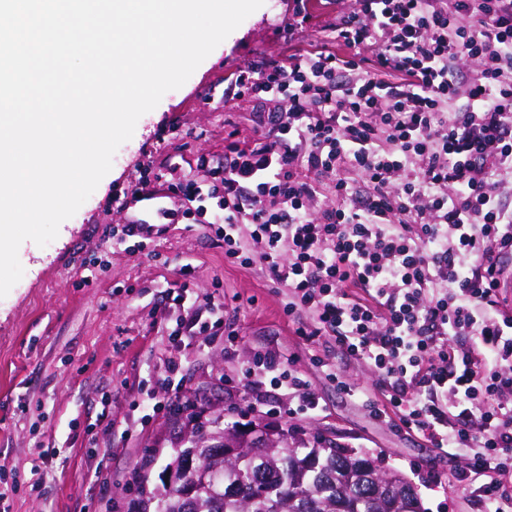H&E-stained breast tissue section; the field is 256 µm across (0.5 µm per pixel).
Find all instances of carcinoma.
Segmentation results:
<instances>
[{"label": "carcinoma", "instance_id": "obj_1", "mask_svg": "<svg viewBox=\"0 0 512 512\" xmlns=\"http://www.w3.org/2000/svg\"><path fill=\"white\" fill-rule=\"evenodd\" d=\"M273 433L277 447L224 460L216 483L198 488L191 501L164 497L161 512H423L412 483L383 460L331 440L309 449ZM215 452L203 441L179 453L181 481H194L189 456L201 462Z\"/></svg>", "mask_w": 512, "mask_h": 512}]
</instances>
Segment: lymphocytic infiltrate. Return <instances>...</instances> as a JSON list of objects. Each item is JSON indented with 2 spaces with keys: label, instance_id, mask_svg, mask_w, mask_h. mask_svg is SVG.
I'll use <instances>...</instances> for the list:
<instances>
[{
  "label": "lymphocytic infiltrate",
  "instance_id": "obj_1",
  "mask_svg": "<svg viewBox=\"0 0 512 512\" xmlns=\"http://www.w3.org/2000/svg\"><path fill=\"white\" fill-rule=\"evenodd\" d=\"M332 30L336 48L239 71L224 96L265 109V130L229 132L197 159L212 181L168 192L216 224L225 258L287 288L289 313L310 317L298 335L334 338L388 385L353 397L493 476L512 468V0H354ZM245 378L321 409L292 358Z\"/></svg>",
  "mask_w": 512,
  "mask_h": 512
}]
</instances>
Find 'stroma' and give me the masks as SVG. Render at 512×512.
<instances>
[{
	"label": "stroma",
	"instance_id": "1",
	"mask_svg": "<svg viewBox=\"0 0 512 512\" xmlns=\"http://www.w3.org/2000/svg\"><path fill=\"white\" fill-rule=\"evenodd\" d=\"M309 28L291 32L294 0H265L179 89L167 92L116 151L110 172L58 236L38 248L0 298V512H160L168 466L199 431L225 422L296 429L313 443L329 437L381 456L417 490L424 512H484L473 485L458 481L469 460L437 448L397 419H380L347 386L374 398L383 380L328 336L306 341L284 310L285 290L258 266L224 258L209 224L155 216L150 236L117 242L137 209L121 202L141 176L163 184L208 181L200 154L223 152L224 138L255 132L250 103L211 98L238 70L290 51L329 45L326 27L352 0H312ZM199 309L224 303L213 335L175 348L168 330L180 311L181 283ZM267 353L293 355L318 397L316 416L261 415L245 368ZM177 364L180 389L166 383ZM162 409L143 419V401Z\"/></svg>",
	"mask_w": 512,
	"mask_h": 512
}]
</instances>
